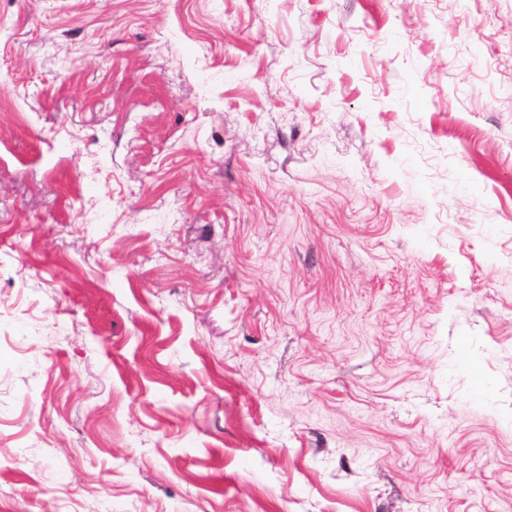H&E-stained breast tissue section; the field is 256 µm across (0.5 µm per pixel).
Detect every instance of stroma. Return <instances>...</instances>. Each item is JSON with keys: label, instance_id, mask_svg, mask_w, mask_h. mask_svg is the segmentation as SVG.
Returning a JSON list of instances; mask_svg holds the SVG:
<instances>
[{"label": "stroma", "instance_id": "35a3bbf8", "mask_svg": "<svg viewBox=\"0 0 512 512\" xmlns=\"http://www.w3.org/2000/svg\"><path fill=\"white\" fill-rule=\"evenodd\" d=\"M0 512H512V0H0Z\"/></svg>", "mask_w": 512, "mask_h": 512}]
</instances>
